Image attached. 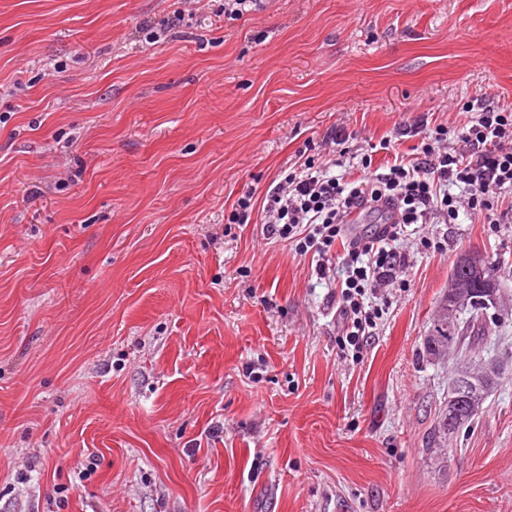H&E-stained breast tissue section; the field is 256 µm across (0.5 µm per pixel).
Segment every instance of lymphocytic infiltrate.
<instances>
[{"mask_svg":"<svg viewBox=\"0 0 512 512\" xmlns=\"http://www.w3.org/2000/svg\"><path fill=\"white\" fill-rule=\"evenodd\" d=\"M455 131L439 127L409 156H394L376 168L362 157V177L340 174L342 160L320 167L302 161L264 195L267 233L294 241L301 254L316 256L315 272L327 279L333 250L345 242L337 311L344 327L341 350L360 349L385 310L376 297L401 287L409 261L397 242L414 224H452L459 216L492 219L504 192L512 190V110L472 99ZM377 209L387 220L375 235L347 239L353 212Z\"/></svg>","mask_w":512,"mask_h":512,"instance_id":"f902f5d3","label":"lymphocytic infiltrate"}]
</instances>
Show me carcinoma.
Wrapping results in <instances>:
<instances>
[{"mask_svg": "<svg viewBox=\"0 0 512 512\" xmlns=\"http://www.w3.org/2000/svg\"><path fill=\"white\" fill-rule=\"evenodd\" d=\"M461 274L468 279L470 290L476 294L477 301L463 304L452 292L443 296L433 319L431 333L423 339V352L434 361L450 357L461 358L454 375L468 373L473 379L481 407L472 412L467 405L454 408L446 405L439 409L429 441L445 443L468 429L484 413L491 392L499 385L504 367L499 372L488 374L485 371L487 359L479 356V350L498 336L504 312L496 296L499 294V267L478 253H463L453 264L451 275ZM455 412V430L448 431V413Z\"/></svg>", "mask_w": 512, "mask_h": 512, "instance_id": "cac0c4a2", "label": "carcinoma"}]
</instances>
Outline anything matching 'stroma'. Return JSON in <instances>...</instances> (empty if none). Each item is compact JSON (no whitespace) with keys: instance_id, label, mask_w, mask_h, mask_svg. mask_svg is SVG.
<instances>
[{"instance_id":"1","label":"stroma","mask_w":512,"mask_h":512,"mask_svg":"<svg viewBox=\"0 0 512 512\" xmlns=\"http://www.w3.org/2000/svg\"><path fill=\"white\" fill-rule=\"evenodd\" d=\"M473 98L512 106V0H0V512H512V319L442 463L422 355L460 253L512 309V209L401 241L355 354L310 256L228 221Z\"/></svg>"}]
</instances>
